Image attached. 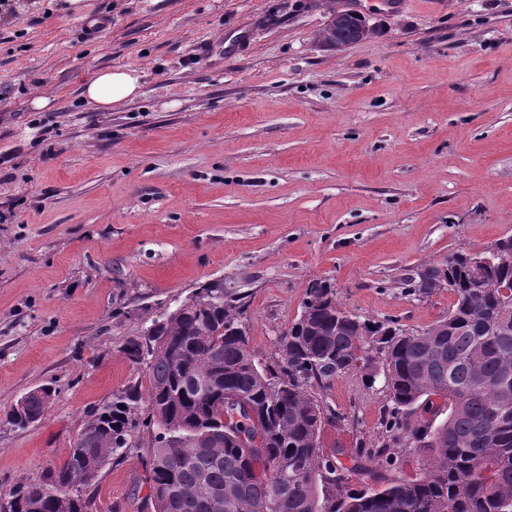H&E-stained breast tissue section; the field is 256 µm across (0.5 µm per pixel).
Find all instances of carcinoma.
<instances>
[{
  "mask_svg": "<svg viewBox=\"0 0 512 512\" xmlns=\"http://www.w3.org/2000/svg\"><path fill=\"white\" fill-rule=\"evenodd\" d=\"M488 256L478 281L465 252L400 281L417 297L454 295L448 315L422 330L362 318L344 309L330 282H314L264 361L250 343L246 303L224 298L222 288L199 289L152 322L158 349L140 339L122 349L147 369L150 409L141 408L137 382L112 392L66 460L21 480L0 512H89L84 487L136 447L142 430L144 512H512V237ZM377 360L388 406L379 436L360 442L348 467L344 449L320 441L324 424L344 417L314 389ZM54 396L50 387L33 390L8 422L40 421ZM419 410L443 419L417 426ZM161 425L164 440L154 432ZM411 444L429 455L422 472L388 479L395 449Z\"/></svg>",
  "mask_w": 512,
  "mask_h": 512,
  "instance_id": "1",
  "label": "carcinoma"
}]
</instances>
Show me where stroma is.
<instances>
[{
  "label": "stroma",
  "mask_w": 512,
  "mask_h": 512,
  "mask_svg": "<svg viewBox=\"0 0 512 512\" xmlns=\"http://www.w3.org/2000/svg\"><path fill=\"white\" fill-rule=\"evenodd\" d=\"M82 4L0 7V495L146 382L122 347L201 286L244 299L265 359L313 282L418 330L454 296L397 280L512 237V0ZM341 11L370 33L337 49L319 33ZM111 67L142 89L103 112L81 81ZM42 385L57 390L42 420L9 424ZM322 399L345 416L322 443L348 452L387 403L363 371ZM145 458L98 473L94 512H141Z\"/></svg>",
  "instance_id": "obj_1"
}]
</instances>
